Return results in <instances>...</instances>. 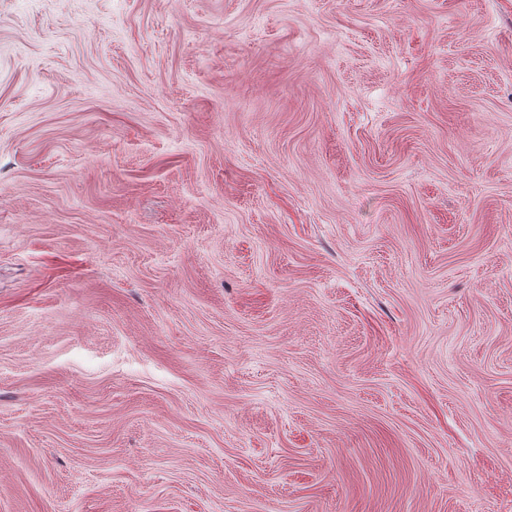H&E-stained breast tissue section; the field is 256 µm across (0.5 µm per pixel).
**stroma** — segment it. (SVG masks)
Wrapping results in <instances>:
<instances>
[{"label": "stroma", "instance_id": "stroma-1", "mask_svg": "<svg viewBox=\"0 0 512 512\" xmlns=\"http://www.w3.org/2000/svg\"><path fill=\"white\" fill-rule=\"evenodd\" d=\"M0 512H512V0H0Z\"/></svg>", "mask_w": 512, "mask_h": 512}]
</instances>
